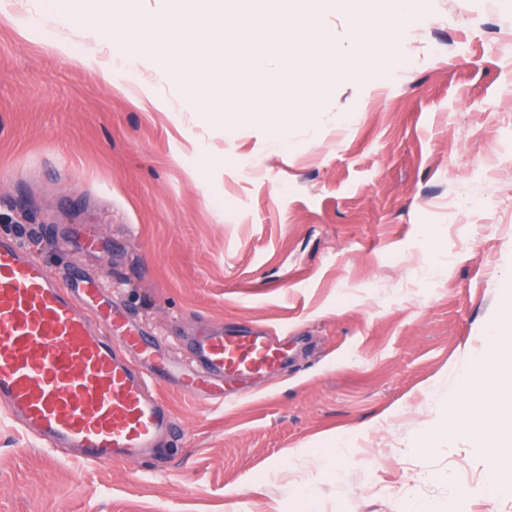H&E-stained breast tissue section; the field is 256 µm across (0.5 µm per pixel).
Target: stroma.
I'll list each match as a JSON object with an SVG mask.
<instances>
[{
    "label": "stroma",
    "instance_id": "obj_1",
    "mask_svg": "<svg viewBox=\"0 0 512 512\" xmlns=\"http://www.w3.org/2000/svg\"><path fill=\"white\" fill-rule=\"evenodd\" d=\"M68 2L11 0L27 25L0 24V235L57 278L100 276L175 360L228 327L295 352L228 407L161 382L178 432L138 462L50 458L0 407V512H512L484 497L478 444L438 431L512 298V0H431L418 22L372 0L401 49L362 81L330 58L310 121L317 78L230 55L220 121L187 65L104 81ZM74 224L104 249L63 246Z\"/></svg>",
    "mask_w": 512,
    "mask_h": 512
}]
</instances>
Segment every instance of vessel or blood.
Masks as SVG:
<instances>
[{"label": "vessel or blood", "instance_id": "obj_1", "mask_svg": "<svg viewBox=\"0 0 512 512\" xmlns=\"http://www.w3.org/2000/svg\"><path fill=\"white\" fill-rule=\"evenodd\" d=\"M71 243L92 251L97 228L77 225ZM190 364L164 353L115 309L99 278L51 276L24 246L0 238V403L55 456L98 466L134 461L176 425L156 384L176 377L187 394L227 401L224 385L288 362L287 340L246 331L198 337Z\"/></svg>", "mask_w": 512, "mask_h": 512}]
</instances>
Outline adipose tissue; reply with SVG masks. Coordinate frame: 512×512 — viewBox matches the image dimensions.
Instances as JSON below:
<instances>
[{
    "instance_id": "1",
    "label": "adipose tissue",
    "mask_w": 512,
    "mask_h": 512,
    "mask_svg": "<svg viewBox=\"0 0 512 512\" xmlns=\"http://www.w3.org/2000/svg\"><path fill=\"white\" fill-rule=\"evenodd\" d=\"M459 410L448 413L442 430L476 432L484 416L495 424L496 462L483 488L485 496L512 495V317L503 320L474 371L464 377Z\"/></svg>"
}]
</instances>
